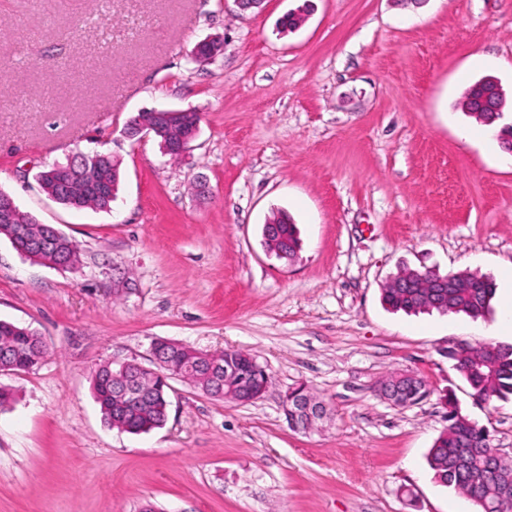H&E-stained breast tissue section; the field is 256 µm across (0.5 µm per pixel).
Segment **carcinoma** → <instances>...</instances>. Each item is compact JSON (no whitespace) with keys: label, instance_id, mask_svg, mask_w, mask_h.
Masks as SVG:
<instances>
[{"label":"carcinoma","instance_id":"1","mask_svg":"<svg viewBox=\"0 0 512 512\" xmlns=\"http://www.w3.org/2000/svg\"><path fill=\"white\" fill-rule=\"evenodd\" d=\"M506 99L492 91L490 85L473 87L463 108L481 125L498 126L503 117ZM89 165L97 168L111 187L118 192L120 166L112 156L93 154L86 157ZM44 191L59 203L75 209H112V199L101 195L61 192L59 183L48 167L40 178ZM276 225L274 237L267 248L275 259L290 263L301 250L296 224L290 216L279 213L274 216ZM16 222L28 224L29 240L22 243L26 253L37 261L48 265H62L79 262L78 244L66 235L56 241L49 251L41 250L40 230L31 223V217L23 212ZM453 287L433 294L431 289L416 282L409 288H400L389 283L382 289V298L393 310L407 313L436 310L441 313H464L472 318L486 316L496 294L495 282L477 272L460 271L452 274ZM47 352V345L40 334L27 326H20L0 320V354H7L8 369L11 372L28 371L36 366ZM448 360L455 371L471 389V396L488 403L493 399L512 396V345L487 344L475 347L462 342L446 351ZM191 356L184 351H169V361L179 371L182 379L206 394L211 393L210 381L195 367L189 366ZM119 368L111 362H104L93 371L92 389L104 421L126 433L140 434L163 426L168 415L167 390L169 385L156 384L138 405H126L117 400V383L114 375ZM429 394L425 380L416 377L415 385L403 400L416 405ZM485 447L483 427L473 421L457 406L453 396H448V426L435 440L428 456V465L434 479L470 499L478 512H512V498L500 496L497 485L479 473V462L473 449Z\"/></svg>","mask_w":512,"mask_h":512}]
</instances>
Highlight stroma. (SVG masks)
<instances>
[{
    "label": "stroma",
    "mask_w": 512,
    "mask_h": 512,
    "mask_svg": "<svg viewBox=\"0 0 512 512\" xmlns=\"http://www.w3.org/2000/svg\"><path fill=\"white\" fill-rule=\"evenodd\" d=\"M206 38L223 52L192 60ZM488 75L511 122L512 0H0V190L80 245L61 270L0 237V320L48 346L32 371L0 372L15 394L0 512H476L426 455L453 399L512 456V399L475 401L442 354L512 345L495 326L512 302V153L459 137ZM161 108L200 117L176 159L125 134ZM95 152L121 161L112 210L44 192L47 165ZM280 210L300 233L290 264L261 245ZM405 264L492 277L493 314L388 310ZM157 338L248 353L271 382L239 404L174 379L164 426L111 429L93 370L147 361ZM401 370L426 400L377 395ZM299 383L330 413L307 431L282 410Z\"/></svg>",
    "instance_id": "obj_1"
}]
</instances>
